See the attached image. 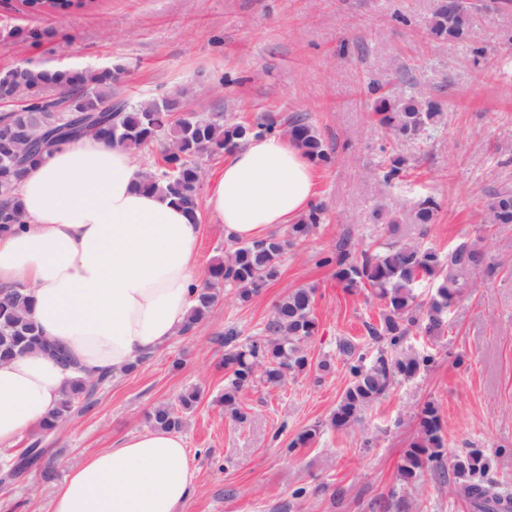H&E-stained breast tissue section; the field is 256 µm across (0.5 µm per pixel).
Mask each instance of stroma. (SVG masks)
Here are the masks:
<instances>
[{"label": "stroma", "instance_id": "obj_1", "mask_svg": "<svg viewBox=\"0 0 512 512\" xmlns=\"http://www.w3.org/2000/svg\"><path fill=\"white\" fill-rule=\"evenodd\" d=\"M440 0H93L67 15H33L0 0V70L34 67L126 68L119 86L134 100L187 91L199 112L236 119L263 113L274 120L307 114L336 157L318 169L316 201L326 219L284 255L278 277L245 304L232 291L193 331L172 337L134 371L100 387L90 406L44 441L56 476L41 471L0 487V512H48L58 482L86 455L148 429L147 414L190 389L201 392L182 435L198 469L184 512H383L402 491L408 512H470L446 484L428 479L402 487L398 466L416 437L424 402L438 409L452 460L480 449L486 479L512 492V224L487 246L495 268L470 297L454 305L442 336L424 343L436 357L427 372L403 380L375 403L362 423L330 424L350 382L340 339L369 341L381 302L370 289L348 292L325 256L342 242L360 248L384 241L381 213L411 206L422 195L442 205L426 240L444 251L481 236L490 191L512 186V7L487 4L477 31L488 56L474 65L464 44L435 42L427 22ZM15 27L50 28L38 45L7 38ZM443 92L448 122L415 144L390 137L374 118V83ZM400 151L414 174L391 187L375 175L387 153ZM315 291L316 335L307 348L329 371L309 372L280 386L255 384L240 403L248 418L225 417L221 366L226 328L261 335L289 291ZM320 426L311 444L289 450L304 430Z\"/></svg>", "mask_w": 512, "mask_h": 512}]
</instances>
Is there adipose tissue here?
Wrapping results in <instances>:
<instances>
[{
	"instance_id": "obj_1",
	"label": "adipose tissue",
	"mask_w": 512,
	"mask_h": 512,
	"mask_svg": "<svg viewBox=\"0 0 512 512\" xmlns=\"http://www.w3.org/2000/svg\"><path fill=\"white\" fill-rule=\"evenodd\" d=\"M141 180L124 147L92 135L26 173V222L0 234V288L30 290L32 319L78 367L38 351L0 364V447L40 426L77 374L126 372L183 327L203 283L200 227ZM314 188L301 149L253 137L225 160L205 207L225 237L251 240L302 216ZM196 473L179 432H134L70 468L50 512H183Z\"/></svg>"
}]
</instances>
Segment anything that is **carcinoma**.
I'll use <instances>...</instances> for the list:
<instances>
[{
  "mask_svg": "<svg viewBox=\"0 0 512 512\" xmlns=\"http://www.w3.org/2000/svg\"><path fill=\"white\" fill-rule=\"evenodd\" d=\"M31 14H68L93 0H17ZM476 5L470 0L456 4L441 0L429 23L430 36L437 42L468 45L477 59L485 58L475 26ZM47 28L15 27L7 37L39 44L52 37ZM124 73L118 65L98 69L37 68L17 64L0 70V102L11 101L17 87L31 94L26 103L0 121V232H9L25 223L17 192L27 170L60 147L92 133L110 143L125 147L133 157L152 144L162 148L161 163L143 172L146 190H162L174 203L197 218L202 181L201 162L229 154L252 136L279 130L272 120L255 123L234 122L224 113L198 114L186 109L182 94L132 102L119 96L116 79ZM373 112L379 124L393 138L415 142L427 132L443 127L448 120L446 104L424 92L404 94L393 87L376 84ZM72 101L73 112L62 106ZM288 135L316 166L333 162L332 152L305 114L283 120ZM410 168L409 158L391 153L384 161L380 180L389 185ZM440 202L428 195L403 212L386 215L391 239L376 248L355 250L345 245L324 263L336 264V279L343 288H369L383 302L379 323L367 324L372 340L379 343L367 358L347 338L337 349L349 365L351 380L331 417L334 427L350 426L362 419L363 412L385 397L400 379L427 371L434 363L430 354L403 346L406 337L418 330L439 336L448 326V313L466 289L492 269L485 240L505 224H512V189L504 186L489 194L482 211L483 235L457 243L442 253L425 241L426 227L435 223ZM325 207L316 204L298 222L289 226L285 238L268 235L255 240H235L224 260L209 269L203 287L196 289L193 304L181 332L192 331L219 300L217 285L233 290L242 303L249 302L270 281L277 278L288 248L306 240L324 219ZM432 287L429 301L419 300L418 289ZM313 288H295L280 300L264 328L265 335L242 338L234 328L224 331V372L226 383L219 403L224 414L237 422L247 420L240 406L243 391L256 381L271 386L312 368L306 343L317 331ZM31 298L24 287L0 290V362L40 351L68 366L75 365L65 347L43 336L30 317ZM111 375L74 380L40 429L41 435L55 432L72 417L80 404ZM200 391L188 390L178 398V406L159 404L149 419L152 427L178 431L183 415L193 411ZM417 437L407 448L399 465L405 484H415L426 475L445 478L450 469L455 478L453 495L464 499L472 512H512V494L485 479L487 459L478 449L455 456L449 466L443 463L445 443L440 418L434 405L427 403L416 415ZM41 439L32 441L15 458V469L0 473V483L17 479L19 473L43 466V476H54L45 462Z\"/></svg>",
  "mask_w": 512,
  "mask_h": 512,
  "instance_id": "1",
  "label": "carcinoma"
}]
</instances>
